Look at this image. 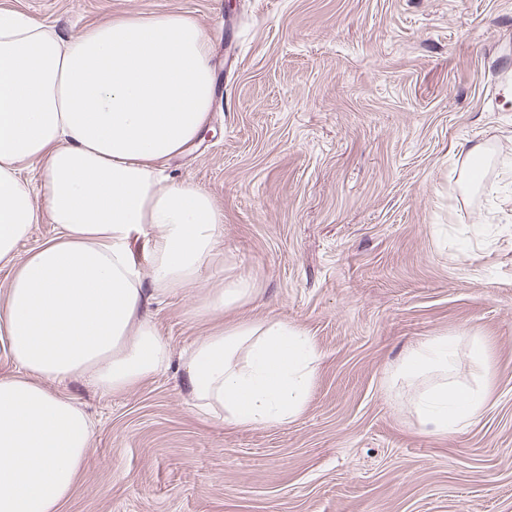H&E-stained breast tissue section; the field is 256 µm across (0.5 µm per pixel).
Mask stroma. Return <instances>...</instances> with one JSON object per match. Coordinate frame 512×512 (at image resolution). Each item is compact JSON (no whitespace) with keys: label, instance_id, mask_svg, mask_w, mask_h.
I'll use <instances>...</instances> for the list:
<instances>
[{"label":"stroma","instance_id":"stroma-1","mask_svg":"<svg viewBox=\"0 0 512 512\" xmlns=\"http://www.w3.org/2000/svg\"><path fill=\"white\" fill-rule=\"evenodd\" d=\"M0 7L65 37L131 14L205 29L213 110L167 172L223 210L222 252L157 327L177 354L218 322L280 320L319 352L304 412L270 428L202 417L178 366L122 394L51 384L95 424L60 512H512V0ZM239 277L250 303L194 316ZM429 336L455 340L459 380L488 383L479 418L447 435L390 383Z\"/></svg>","mask_w":512,"mask_h":512}]
</instances>
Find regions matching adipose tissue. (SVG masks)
<instances>
[{
  "mask_svg": "<svg viewBox=\"0 0 512 512\" xmlns=\"http://www.w3.org/2000/svg\"><path fill=\"white\" fill-rule=\"evenodd\" d=\"M204 29L179 13L126 16L62 37L0 8V512H59L87 458L94 423L53 383L131 392L169 368L153 302L197 286L224 213L205 189L165 175L200 140L214 98ZM41 179L34 193L32 176ZM54 237L19 257L32 225ZM318 353L302 329L258 320L221 326L182 354L199 412L268 428L304 411ZM447 337L419 341L392 384L417 387L437 434L469 426L485 386L455 376Z\"/></svg>",
  "mask_w": 512,
  "mask_h": 512,
  "instance_id": "obj_1",
  "label": "adipose tissue"
}]
</instances>
